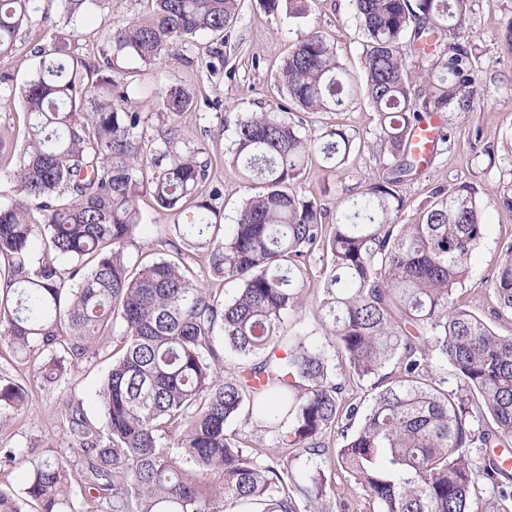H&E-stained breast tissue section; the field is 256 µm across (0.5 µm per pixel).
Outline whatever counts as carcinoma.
I'll use <instances>...</instances> for the list:
<instances>
[{"instance_id": "carcinoma-1", "label": "carcinoma", "mask_w": 512, "mask_h": 512, "mask_svg": "<svg viewBox=\"0 0 512 512\" xmlns=\"http://www.w3.org/2000/svg\"><path fill=\"white\" fill-rule=\"evenodd\" d=\"M151 2L147 17L100 23L103 48L93 59L59 33L51 49H37L24 90L17 193L0 206V345L18 360L48 354L39 376L53 383L65 364L100 355L93 343L115 324L121 332L100 389L101 423L78 405L66 414L80 466L45 450L30 460L22 494L0 489V512H219L218 495L224 512H301L318 506L326 486L320 477L295 483L288 458L300 448L334 452L370 512H512V472L493 454L477 468L470 458L473 448L512 444V336L454 302L487 224L465 185L434 188L397 222L398 188L424 169L410 143L422 114L472 106L476 71L462 31L473 0H351L364 34L362 93L378 117L368 147L383 160L381 175L327 224L297 184L317 152L342 167L355 136L336 125L312 135L303 119L274 108L253 113L236 125L231 148L250 194L225 229L211 151L182 134L196 94L181 85L152 92L162 112L148 136L115 62L127 55L149 64L207 34L204 66L216 76L239 0ZM67 3L70 14L97 20L99 0ZM260 3L293 19L309 12L308 0ZM45 11L46 0H0V55ZM405 47L431 58L420 86ZM278 84L308 114L343 111L357 93L336 46L317 31L297 42ZM146 191L177 222L168 257L132 263ZM191 248L204 252L212 279L240 283L233 298L195 283ZM317 253L328 270L316 300L325 340L283 336L284 317L305 305ZM491 284L493 315H512L511 243ZM219 332L240 359L229 377L214 346ZM339 354L349 366L341 381L330 367ZM437 361L456 371V391L436 383ZM372 378L368 404L346 401L350 382ZM26 403L25 381L0 379V411ZM244 410L274 444L231 430ZM338 426L343 443L332 450L325 438ZM167 436L177 453L161 445ZM212 472L222 476L219 493L206 480ZM488 482L503 489L485 500ZM75 483L86 494L79 508Z\"/></svg>"}]
</instances>
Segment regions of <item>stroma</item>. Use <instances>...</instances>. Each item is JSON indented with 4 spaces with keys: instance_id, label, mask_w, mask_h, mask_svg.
<instances>
[{
    "instance_id": "stroma-1",
    "label": "stroma",
    "mask_w": 512,
    "mask_h": 512,
    "mask_svg": "<svg viewBox=\"0 0 512 512\" xmlns=\"http://www.w3.org/2000/svg\"><path fill=\"white\" fill-rule=\"evenodd\" d=\"M512 17V0H474L465 36L476 54L477 91L472 107L461 114H444L442 123L452 130L448 147L435 155L425 176L406 182L398 194L403 201L400 218H407L430 196L434 187L472 186L483 207L487 233L475 250L470 272L455 298L478 316L490 317L495 305L491 280L504 244L512 241V210L502 206L499 197L512 187V152L505 148L512 140V40L506 36V22ZM318 28L335 43L351 81L362 84L360 66L362 35L350 0H312L307 18L289 21L284 15L265 11L259 0H241L238 21L224 50V72L209 77L197 64L199 54L209 44L205 35L194 37L184 55L165 54L146 64L133 57L119 65L132 76L136 86L163 88L182 85L193 89L198 99L217 101V108L205 117H189L183 123L186 142L206 144L216 152H228L238 120L252 112L287 104L277 87V73L294 43L311 28ZM65 31L72 44L85 56L98 55L101 40L96 24L82 17H68L63 0H55L47 18H34L19 33L11 52L0 56V132H9L13 149L9 168L0 169V205L15 196L12 170L22 160L23 130L26 122L22 90L38 63L34 46L48 45L57 31ZM314 125L336 124L352 133L362 147L352 153L345 166L332 167L313 156L304 174L302 191L335 215L336 205L349 189L365 184L379 173V161L367 143L377 132V118L364 98H356L341 112L313 115ZM494 157H487V147ZM139 207L149 225L148 232L136 238L129 249L130 259L166 255L164 240L173 213L157 209L150 195L139 199ZM112 361H76L68 366L60 381L44 382L34 362H21L10 355L0 356V378L24 379L30 403L25 412L0 413V446L19 449L21 457L0 466V488L20 491L28 459L47 449L78 460L80 453L69 438L64 410L67 403L82 407L89 418L100 419L99 387ZM296 483L309 484L316 472H323L327 512H369L367 502L350 496V478L336 459L301 453L290 460Z\"/></svg>"
}]
</instances>
